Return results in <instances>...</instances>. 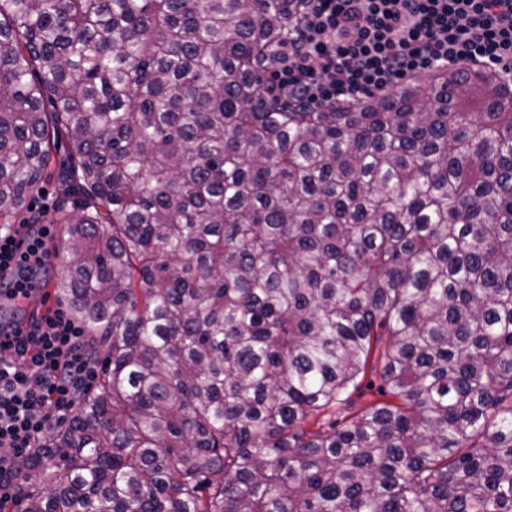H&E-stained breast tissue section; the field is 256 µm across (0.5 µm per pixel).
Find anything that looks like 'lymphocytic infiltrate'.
Instances as JSON below:
<instances>
[{"instance_id": "lymphocytic-infiltrate-1", "label": "lymphocytic infiltrate", "mask_w": 512, "mask_h": 512, "mask_svg": "<svg viewBox=\"0 0 512 512\" xmlns=\"http://www.w3.org/2000/svg\"><path fill=\"white\" fill-rule=\"evenodd\" d=\"M292 35L262 63L261 87L317 112L394 93L412 76L451 66L512 72V0H297ZM0 227V280L29 299V270L49 265L48 227ZM99 376L84 328L64 306L0 324V508L28 481L20 464L77 410Z\"/></svg>"}]
</instances>
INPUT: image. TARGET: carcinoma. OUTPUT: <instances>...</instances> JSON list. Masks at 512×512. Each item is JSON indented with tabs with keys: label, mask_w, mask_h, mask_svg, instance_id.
<instances>
[{
	"label": "carcinoma",
	"mask_w": 512,
	"mask_h": 512,
	"mask_svg": "<svg viewBox=\"0 0 512 512\" xmlns=\"http://www.w3.org/2000/svg\"><path fill=\"white\" fill-rule=\"evenodd\" d=\"M295 14L0 0V216L64 140L56 288L108 349L24 512H512V87L265 100Z\"/></svg>",
	"instance_id": "1"
}]
</instances>
